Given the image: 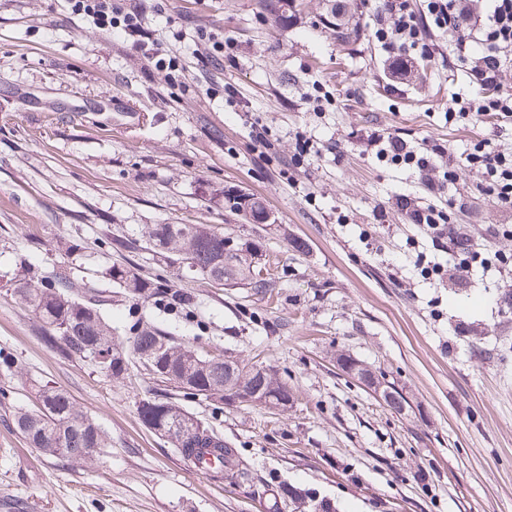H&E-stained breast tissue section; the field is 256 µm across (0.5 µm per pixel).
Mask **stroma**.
Here are the masks:
<instances>
[{
	"instance_id": "stroma-1",
	"label": "stroma",
	"mask_w": 512,
	"mask_h": 512,
	"mask_svg": "<svg viewBox=\"0 0 512 512\" xmlns=\"http://www.w3.org/2000/svg\"><path fill=\"white\" fill-rule=\"evenodd\" d=\"M178 71L159 69L128 36L72 14L68 0H0V499L20 512H273L283 489L296 512H512V264L446 269L450 241H433L414 211H445L463 239L512 255V211L481 189L466 153L512 149V120H448L468 90L446 36L426 31V66L393 77L374 39L379 0L357 20L361 44L323 28L329 0H302L285 26L255 0H130ZM224 53L212 54V40ZM268 129L255 146L251 124ZM312 147L293 164L297 134ZM378 133L420 148L443 145L456 181L431 187L408 166L378 161ZM262 199L277 222L250 224L225 193ZM146 224H209L259 247L273 286L218 287L186 265L115 239ZM80 249L68 253L70 244ZM134 265L174 280L194 303L134 299L104 272ZM441 265L442 277L429 275ZM70 271L92 286L128 339L158 327L225 357L278 372L287 411L183 397L141 364L115 380L62 358L14 280ZM481 337L491 359L473 355ZM355 358L396 387L395 411L337 365ZM62 389L109 434L81 464L29 446L13 425L29 384ZM165 395L209 424L238 466L212 479L149 431L137 407Z\"/></svg>"
}]
</instances>
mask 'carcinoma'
I'll return each instance as SVG.
<instances>
[{
    "mask_svg": "<svg viewBox=\"0 0 512 512\" xmlns=\"http://www.w3.org/2000/svg\"><path fill=\"white\" fill-rule=\"evenodd\" d=\"M334 11L323 18V24L336 29L337 38L349 42L358 38L357 30L345 20L346 6L342 0ZM261 9L274 22L285 25L297 12V0H259ZM142 241L161 254L178 250L194 267V273L212 283L226 282L230 286L244 285L257 291L272 287L266 278L229 279L226 254V236L209 224H146ZM106 278L112 285L138 299L161 297L179 305L191 304L192 298L171 291V284L143 277L137 268L113 265L106 269ZM18 304L31 310L38 319L43 339L67 359L90 361L107 375L119 379L127 374L130 359H142L153 354L164 361L170 378L166 382L185 380L194 385L196 394L216 402L224 401V355L210 356L190 342H177L155 326H132L129 347H124L113 333L112 324L101 312L103 299L98 291L88 290L84 296L72 293V282L67 272H60L48 281L18 279L13 286ZM250 382L263 386L264 391H285L288 385L274 373L255 374ZM33 402L15 409V429L33 448L44 453L86 461L100 455L109 444L104 430L86 412L81 410L61 389L49 383L31 385ZM138 413L142 422H154L166 429L178 428L193 422L192 413L176 402L144 399ZM182 456L202 462L208 458L233 467L236 456L224 445V439L213 428L203 425L191 440L170 441Z\"/></svg>",
    "mask_w": 512,
    "mask_h": 512,
    "instance_id": "1",
    "label": "carcinoma"
}]
</instances>
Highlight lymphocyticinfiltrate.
Wrapping results in <instances>:
<instances>
[{"instance_id": "lymphocytic-infiltrate-1", "label": "lymphocytic infiltrate", "mask_w": 512, "mask_h": 512, "mask_svg": "<svg viewBox=\"0 0 512 512\" xmlns=\"http://www.w3.org/2000/svg\"><path fill=\"white\" fill-rule=\"evenodd\" d=\"M382 0L373 21L375 38L387 56L399 60L411 53L426 55L424 26L447 33L457 62L469 74L473 91L469 97H456L448 109L449 121L497 115L512 118V95L499 89L501 77L512 66V0ZM72 11L94 26L121 29L133 39L135 49L152 43L154 32L144 14L125 0H71ZM380 161L413 166L428 180L455 181L457 173L443 146L434 144L417 154L396 139H388L376 153ZM467 164L481 169L487 194L494 204L512 208V152L492 144L479 145L466 156Z\"/></svg>"}]
</instances>
